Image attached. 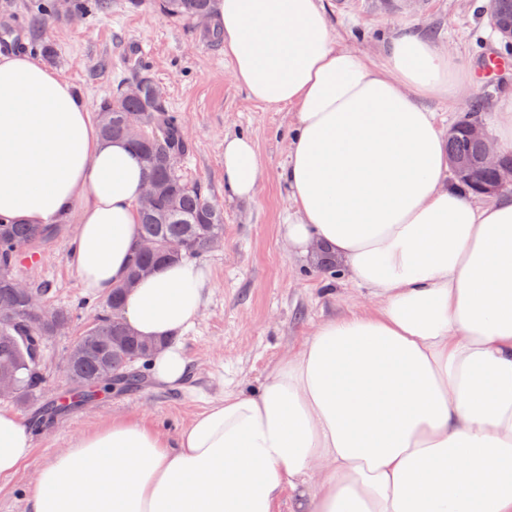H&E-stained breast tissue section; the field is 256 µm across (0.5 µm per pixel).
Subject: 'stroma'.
Returning a JSON list of instances; mask_svg holds the SVG:
<instances>
[{
    "instance_id": "stroma-1",
    "label": "stroma",
    "mask_w": 512,
    "mask_h": 512,
    "mask_svg": "<svg viewBox=\"0 0 512 512\" xmlns=\"http://www.w3.org/2000/svg\"><path fill=\"white\" fill-rule=\"evenodd\" d=\"M107 14L85 19L62 13L43 22L34 16L40 0H0V54L38 55L42 44L58 53L50 69L69 81L91 108H98L118 80L146 75L162 88L192 143L179 163L181 174L202 183L224 208V244L200 260L211 288L196 323L177 339L189 361L186 381L103 395L33 432V451L12 476L0 478V512H29L38 470L74 437L115 419L146 425L174 438L224 397L258 389L279 361L296 350L323 320L357 313L369 303L342 261L321 251L292 253L282 224L288 208L284 169L291 139L290 108L271 109L252 100L231 75L222 42L204 27L162 14L155 0H111ZM336 40L379 56L401 26L429 32L438 42L464 53L470 62L502 43L488 23L485 0H326ZM475 94L456 101L432 99L444 128L481 106L483 122L512 107V82L496 85L474 74ZM250 137L256 146L261 179L255 198L238 200L224 192V138ZM75 223L58 224L48 243L22 251L19 271L47 285L46 301L73 311L69 332L49 338L40 368L41 393L49 400L67 393L62 361L82 331L92 324L106 299L85 292L69 262Z\"/></svg>"
}]
</instances>
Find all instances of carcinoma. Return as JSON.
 Returning <instances> with one entry per match:
<instances>
[{"label":"carcinoma","instance_id":"carcinoma-1","mask_svg":"<svg viewBox=\"0 0 512 512\" xmlns=\"http://www.w3.org/2000/svg\"><path fill=\"white\" fill-rule=\"evenodd\" d=\"M161 7L167 14L194 22L211 16L213 0H161ZM108 8L109 0H70L69 13L104 14ZM141 112L148 120L142 137L134 139L127 133L126 119ZM97 124L104 136L129 141L148 179L165 184L153 204L140 210L141 239L154 242L156 248L133 253L124 281L112 289L105 308L80 336L79 350L73 353L72 400L66 404L50 400L38 407L30 418L35 429L102 393L133 391L142 385V368L163 341L139 336L126 325L123 311L129 281L142 279L143 269L198 258L209 250L212 239L224 236L223 210L200 185L188 182L177 170V161L189 153L190 144L164 101L154 100L148 88L136 96L107 98L97 113ZM481 152V143L468 137L461 126L448 139L451 157L475 161ZM51 235L49 225L17 224L0 217V303L12 305L10 311L0 312V366L17 385L15 399L21 404L34 400L44 384L38 366L43 342L68 331L73 318L67 308L43 304L34 286H28L26 293L14 288L20 250L41 245Z\"/></svg>","mask_w":512,"mask_h":512}]
</instances>
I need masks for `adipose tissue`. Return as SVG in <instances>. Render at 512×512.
I'll return each mask as SVG.
<instances>
[{"mask_svg":"<svg viewBox=\"0 0 512 512\" xmlns=\"http://www.w3.org/2000/svg\"><path fill=\"white\" fill-rule=\"evenodd\" d=\"M236 83L294 113L285 179L289 249L318 244L375 298L323 320L259 389L225 397L174 440L123 421L44 463L30 512H512V193L479 203L453 178L427 98L456 99L467 60L394 31L379 62L333 39L324 0H215ZM253 141L224 139V189L254 198ZM145 167L103 138L73 87L26 54L0 55V216L76 217L71 263L107 295L139 243ZM204 268L163 265L131 288L124 318L165 340L162 386L189 361ZM32 450L0 408V477Z\"/></svg>","mask_w":512,"mask_h":512,"instance_id":"obj_1","label":"adipose tissue"}]
</instances>
